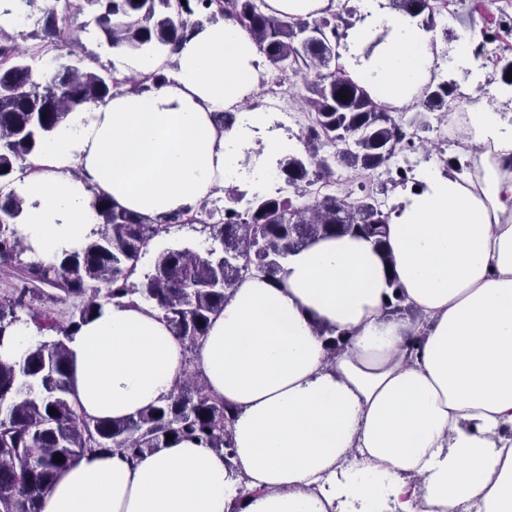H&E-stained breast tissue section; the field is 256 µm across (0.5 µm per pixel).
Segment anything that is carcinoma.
Returning a JSON list of instances; mask_svg holds the SVG:
<instances>
[{
  "label": "carcinoma",
  "instance_id": "carcinoma-1",
  "mask_svg": "<svg viewBox=\"0 0 512 512\" xmlns=\"http://www.w3.org/2000/svg\"><path fill=\"white\" fill-rule=\"evenodd\" d=\"M99 15L97 23L114 47L132 53H176L179 44L202 23L232 20L278 71L303 78L297 102L307 124L301 131L306 156L290 154L278 171L294 189L283 196H254L244 210L224 190L228 204L206 197L196 207L169 212L156 221L121 208L91 188L99 219L79 250H64L52 262L25 261L28 251L17 230L23 201L0 193V269L13 271L18 284L0 297V341L19 324L56 339L33 344L18 362L0 361V512H41L44 493L57 475L88 451L120 450L130 460L183 439L195 440L232 457L231 429L237 409L189 377L176 381L157 406L122 419H91L78 412L70 384L66 341L93 318L102 303L113 301L155 311L186 350L200 348L213 320L224 310L231 289L250 277L278 283L281 261L321 237L361 236L386 252V227L392 211L379 208L368 184L371 174L389 165L395 152L425 146L422 134L432 129L430 115L448 109L456 88L428 84L422 98L407 110L409 119L392 115L369 89L350 78L336 47L360 19L358 9L343 3L337 11L309 21L284 20L268 14L266 0H85ZM389 7L418 20L426 31L448 0H388ZM72 0H54L44 11L41 43L26 49L0 39V183L12 181L23 162L37 156L43 143L70 114L85 104L103 103L116 93L141 92L168 81L162 72L117 70L82 72L61 63L38 82L27 58L58 50L59 21L72 11ZM485 4L472 0L470 14L484 19L478 52L498 38ZM494 75L512 86V59L495 57ZM352 176L337 188L335 166ZM406 171H387L380 192L406 187ZM202 224L220 248L203 253L189 249L159 254L154 272L136 284L140 253L153 239L176 225ZM60 292L45 294L43 287ZM54 302L84 299L65 322L37 307L41 296ZM388 317L416 319L398 294L384 307ZM55 413H49L50 409ZM172 439H167V436ZM62 456L55 462L53 457Z\"/></svg>",
  "mask_w": 512,
  "mask_h": 512
}]
</instances>
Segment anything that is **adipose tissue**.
<instances>
[{
	"label": "adipose tissue",
	"mask_w": 512,
	"mask_h": 512,
	"mask_svg": "<svg viewBox=\"0 0 512 512\" xmlns=\"http://www.w3.org/2000/svg\"><path fill=\"white\" fill-rule=\"evenodd\" d=\"M385 2L360 0L351 54L370 31L389 35L349 73L403 105L434 59L424 29ZM172 61L165 85L70 113L39 172L15 183L18 235L35 260L84 245L98 224L91 189L154 219L235 183L257 134L269 158L295 150L248 104L261 57L237 23L203 24ZM228 109L236 122L217 129L214 113ZM464 132L478 149L473 172L418 176L388 226L391 263L369 240L325 238L288 255L278 284L256 277L231 290L196 363L238 410L232 459L189 439L134 462L89 451L58 475L42 512H231L242 488L243 512H397L410 483L421 512L464 502L512 512V127L481 99ZM395 293L415 321L385 316ZM321 326L345 336L336 357ZM67 346L92 418L160 404L186 369L181 340L147 307L104 304Z\"/></svg>",
	"instance_id": "obj_1"
}]
</instances>
